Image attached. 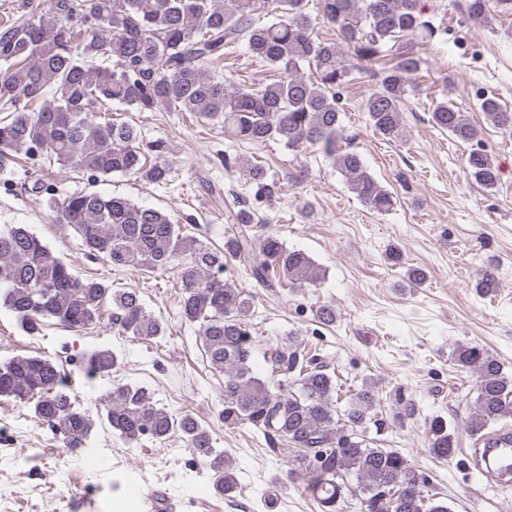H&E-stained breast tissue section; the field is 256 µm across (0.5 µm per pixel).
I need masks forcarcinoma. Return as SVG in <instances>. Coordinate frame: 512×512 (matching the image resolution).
<instances>
[{
  "instance_id": "obj_1",
  "label": "carcinoma",
  "mask_w": 512,
  "mask_h": 512,
  "mask_svg": "<svg viewBox=\"0 0 512 512\" xmlns=\"http://www.w3.org/2000/svg\"><path fill=\"white\" fill-rule=\"evenodd\" d=\"M95 26L82 31L69 25L75 0H48L45 12L23 18L0 31V158L35 154L77 172L95 176L140 175L158 185L170 182L171 163L163 141L148 150L155 162L142 163L143 141L136 126L112 119V104L128 110L163 107L189 112L204 122L224 124L241 143L278 140L291 150L316 147L348 180L370 210L383 214L396 205L393 194L366 170L360 155L344 149L340 90L382 58L394 63L377 79L363 101L370 127L389 140L404 136L402 104L415 92L411 76L423 58L417 42L437 34L425 18L422 0H319V12L336 26L340 40H320L306 13L305 0H87ZM245 46L251 58L277 71L260 88L232 86L209 74L224 62L225 50ZM480 110L500 129L512 132V109L493 96ZM433 126L464 142L479 140V129L448 98L431 110ZM466 169L487 189L496 186L494 162L484 149L469 152ZM256 194L270 195L266 170L247 167ZM47 207L70 225L89 257L116 268L154 272L173 268L181 291L182 319L198 326L209 367L224 375V426H251L270 444L285 441L298 450L290 473L302 476L306 489L323 507L338 512L344 501V477H356V512H451L448 503L427 490L425 478L399 451L372 448L364 433L379 434V392L364 382L340 405L336 380L312 358L289 345L270 350L271 374L252 367V337L247 322L252 297L215 275L224 258L239 257L265 288L285 283L315 286L325 270L305 252L287 248L265 231L255 212L227 195L224 207L236 224L224 248H213L183 232L170 214L118 195L76 192L50 197ZM0 291L4 304L30 335L45 320L83 330L103 319L112 303L111 323L118 333L149 340L165 335L162 319L146 311L139 291L112 289L94 278H81L74 265L27 227L0 228ZM454 364L475 374L477 397L465 426L496 447L512 435L486 432L489 425L512 419V377L479 345L457 347ZM87 375L112 374L123 360L109 349L80 357ZM0 397L31 409L34 418L63 437L74 454L85 447L93 421L71 394L64 375L44 357H20L0 363ZM105 421L129 444L144 438L164 443L180 438L212 472L213 490L229 496L238 488L224 451L210 432L189 414L156 406L149 392L119 384L99 398ZM428 451L451 459L456 439L447 421L433 417L427 428ZM325 457L324 469L312 467L309 454ZM406 485L400 496L393 485Z\"/></svg>"
}]
</instances>
